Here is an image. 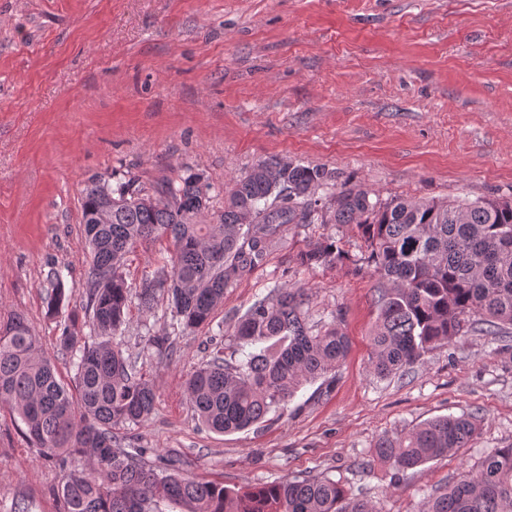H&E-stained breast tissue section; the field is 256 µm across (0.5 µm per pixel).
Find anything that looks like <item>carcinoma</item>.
<instances>
[{"instance_id": "carcinoma-1", "label": "carcinoma", "mask_w": 512, "mask_h": 512, "mask_svg": "<svg viewBox=\"0 0 512 512\" xmlns=\"http://www.w3.org/2000/svg\"><path fill=\"white\" fill-rule=\"evenodd\" d=\"M324 188L326 196L314 197ZM212 185L200 174L147 188L91 178L82 190V233L90 259L83 321L73 314L56 338L74 371L67 385L19 313L0 315V406L41 457L62 470L65 512H374L330 478L283 479L230 489L181 474L177 462L148 465L144 448H126L114 430L140 425L154 410L152 384L116 343L129 323L128 262L138 249L167 241L170 256L141 278L136 297L152 313L161 297L185 331L211 321L224 289L263 267L288 224H352L366 245L363 262L378 276V316L370 372L399 374L439 345L472 332L506 341L512 326V202L382 200L361 184L335 183L322 166L265 158L224 192L210 212ZM307 268L357 264L326 236L297 253ZM47 313L70 304L60 270L47 273ZM303 288H276L240 317L230 342L193 370L186 391L197 420L218 433L259 424L284 408L306 382L346 357L345 334L331 322L309 326ZM89 333H84V328ZM250 348L244 352L243 348ZM472 414L427 421L382 437L374 454L398 474L468 447ZM423 512H512V447L484 453L475 471L438 492Z\"/></svg>"}]
</instances>
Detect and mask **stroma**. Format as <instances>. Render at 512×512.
Here are the masks:
<instances>
[{
    "label": "stroma",
    "mask_w": 512,
    "mask_h": 512,
    "mask_svg": "<svg viewBox=\"0 0 512 512\" xmlns=\"http://www.w3.org/2000/svg\"><path fill=\"white\" fill-rule=\"evenodd\" d=\"M271 156L383 199L512 200V0H0V312L26 316L43 351L60 334L46 314L50 266L81 302L89 178L149 185L195 172L223 188ZM326 236L366 251L352 226L288 225L194 333L164 309H131L119 341L153 384L155 409L119 436L229 488L329 477L376 512H423L484 451L512 446V347L475 333L375 377L377 277L296 261ZM286 287L308 293L310 324L340 315L345 361L268 421L207 430L187 374L257 298ZM159 334L175 356L148 353ZM464 413L478 419L470 447L398 476L373 455L381 436ZM60 480L0 407V512L21 500L63 512Z\"/></svg>",
    "instance_id": "35a3bbf8"
}]
</instances>
